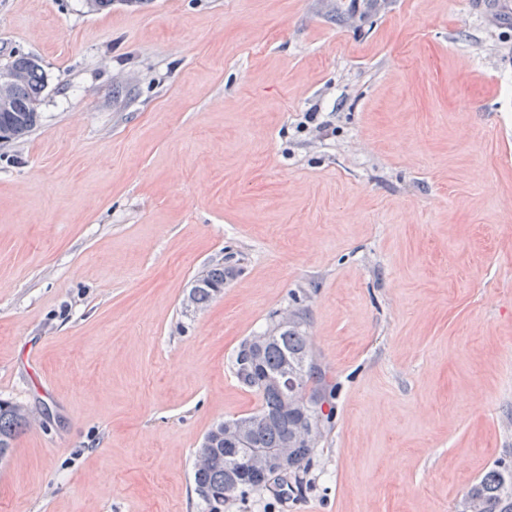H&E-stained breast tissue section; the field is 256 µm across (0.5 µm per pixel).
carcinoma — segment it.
I'll list each match as a JSON object with an SVG mask.
<instances>
[{"label":"carcinoma","mask_w":512,"mask_h":512,"mask_svg":"<svg viewBox=\"0 0 512 512\" xmlns=\"http://www.w3.org/2000/svg\"><path fill=\"white\" fill-rule=\"evenodd\" d=\"M20 73L10 107L0 110V130L19 140L28 136L39 121L37 101L44 88V74L38 59L17 55L10 61ZM229 271L218 264L202 272L188 292L191 306L203 308L224 288ZM244 345H239L233 369L237 380L261 397V408L253 415L248 444L252 448H281L304 424L321 427L322 404L330 394L320 384L321 370L313 360L310 338L299 325L278 330L272 341L248 363L241 364ZM294 372L297 390L288 393L274 384L284 370ZM31 423L26 407L0 400V451H10L20 431ZM315 445L298 441L291 448L293 468L280 477L288 492L303 489V474ZM233 452L224 441V422H217L196 451L193 463L194 491L207 512H216L224 503L248 489L259 486L243 478ZM462 512H512V464L498 462L473 484L463 499Z\"/></svg>","instance_id":"carcinoma-1"}]
</instances>
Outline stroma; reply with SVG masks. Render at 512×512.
I'll list each match as a JSON object with an SVG mask.
<instances>
[{"label":"stroma","mask_w":512,"mask_h":512,"mask_svg":"<svg viewBox=\"0 0 512 512\" xmlns=\"http://www.w3.org/2000/svg\"><path fill=\"white\" fill-rule=\"evenodd\" d=\"M20 53L0 512H204L196 449L261 407L234 354L300 309L332 419L301 493L224 512H461L512 461V0H0ZM8 64L20 73L0 67V108L12 100L9 109L0 110V130L11 135V140L28 136L39 121L37 101L44 88V74L38 59L31 55H17ZM229 271L224 265H215L202 272L188 292L186 302L190 301L191 306L203 308L224 288V278L228 277ZM31 423L26 407L0 400V452L7 456L20 431Z\"/></svg>","instance_id":"stroma-1"}]
</instances>
